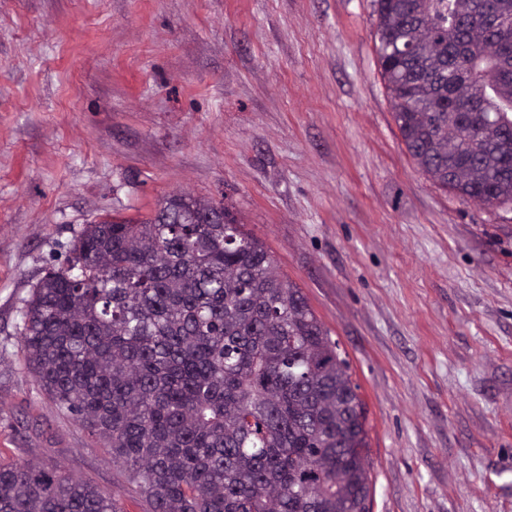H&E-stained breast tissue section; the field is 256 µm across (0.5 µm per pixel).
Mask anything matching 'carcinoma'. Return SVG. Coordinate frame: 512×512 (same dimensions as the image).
I'll return each mask as SVG.
<instances>
[{"mask_svg": "<svg viewBox=\"0 0 512 512\" xmlns=\"http://www.w3.org/2000/svg\"><path fill=\"white\" fill-rule=\"evenodd\" d=\"M405 148L434 183L512 207V0H374ZM494 13L490 28L486 17ZM21 348L147 512H370L367 405L303 291L221 205L173 191L83 225L33 285ZM0 512H127L36 461L0 463Z\"/></svg>", "mask_w": 512, "mask_h": 512, "instance_id": "obj_1", "label": "carcinoma"}]
</instances>
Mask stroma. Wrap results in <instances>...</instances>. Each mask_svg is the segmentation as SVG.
<instances>
[{
    "label": "stroma",
    "mask_w": 512,
    "mask_h": 512,
    "mask_svg": "<svg viewBox=\"0 0 512 512\" xmlns=\"http://www.w3.org/2000/svg\"><path fill=\"white\" fill-rule=\"evenodd\" d=\"M372 0H0V461L125 491L21 311L83 224L184 190L265 242L348 357L373 512H512V209L415 165Z\"/></svg>",
    "instance_id": "obj_1"
}]
</instances>
